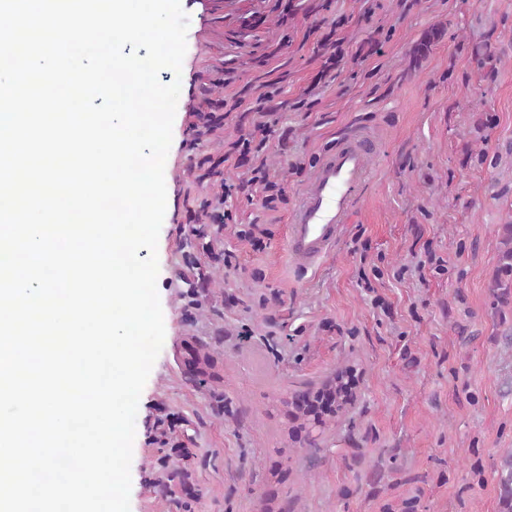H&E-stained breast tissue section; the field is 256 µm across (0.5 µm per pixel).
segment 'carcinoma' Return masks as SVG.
I'll use <instances>...</instances> for the list:
<instances>
[{
	"instance_id": "1",
	"label": "carcinoma",
	"mask_w": 512,
	"mask_h": 512,
	"mask_svg": "<svg viewBox=\"0 0 512 512\" xmlns=\"http://www.w3.org/2000/svg\"><path fill=\"white\" fill-rule=\"evenodd\" d=\"M445 34L444 27L434 26L416 42L409 58V69L422 66L432 46ZM475 57L481 68L495 70L497 55L486 46L475 47ZM499 260L496 273L489 285L494 302L501 306L512 303V222L499 225ZM354 367L339 366L319 383L310 382L305 388L282 400L286 407L285 417L289 422L287 434L310 432L324 428L336 421L355 400ZM499 504L501 512H512V448L500 455L496 469Z\"/></svg>"
}]
</instances>
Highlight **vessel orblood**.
I'll return each mask as SVG.
<instances>
[{
  "instance_id": "1",
  "label": "vessel or blood",
  "mask_w": 512,
  "mask_h": 512,
  "mask_svg": "<svg viewBox=\"0 0 512 512\" xmlns=\"http://www.w3.org/2000/svg\"><path fill=\"white\" fill-rule=\"evenodd\" d=\"M375 155V144L362 137L345 139L321 158L290 215L286 249L295 262L314 265L335 246Z\"/></svg>"
}]
</instances>
